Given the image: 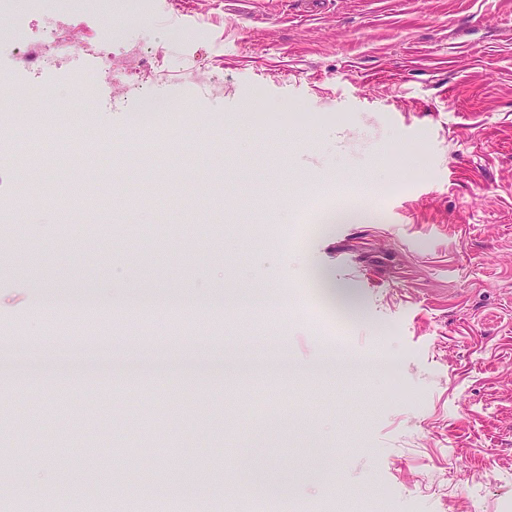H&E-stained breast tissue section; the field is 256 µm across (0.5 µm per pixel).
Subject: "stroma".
<instances>
[{
  "mask_svg": "<svg viewBox=\"0 0 512 512\" xmlns=\"http://www.w3.org/2000/svg\"><path fill=\"white\" fill-rule=\"evenodd\" d=\"M82 8L16 0L0 15V78L23 85L18 43L51 16L74 18L84 43L95 22ZM179 11L224 29L195 35ZM125 32L182 66L208 63L224 95L167 85L181 108L160 123L179 148L114 161L99 187L110 236L48 204L0 222V366L19 376L0 410L40 396L32 419L61 433L33 461L0 420V471L16 476L0 497L78 500L89 484L109 496L120 481L137 496L162 467L183 496L215 458L223 512H264L271 482L281 512H334L359 494L378 512H512V0H156L152 22ZM69 71L43 76L66 101L46 131L78 115L132 139L137 100L119 84L73 93ZM217 128L223 167L188 175ZM133 170L152 178L149 199H123ZM305 200L373 217L308 226ZM119 266L108 331L31 318L96 299ZM202 300L222 317L169 326L166 305ZM132 320L145 335H129ZM397 375L420 403L391 397ZM88 389L102 400L58 409ZM132 389L159 415L160 445L134 462L121 442L99 455L84 427ZM183 404L223 413V431L175 420Z\"/></svg>",
  "mask_w": 512,
  "mask_h": 512,
  "instance_id": "35a3bbf8",
  "label": "stroma"
}]
</instances>
